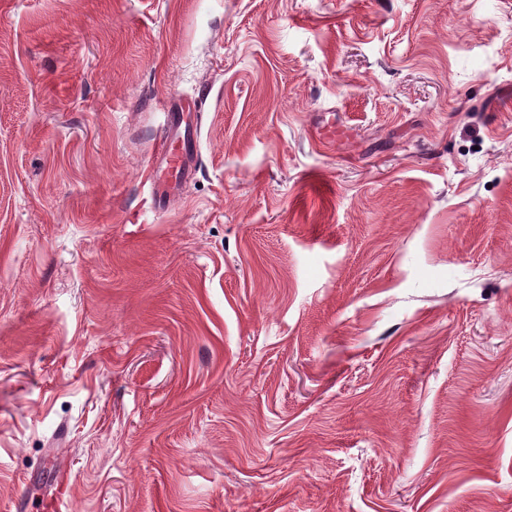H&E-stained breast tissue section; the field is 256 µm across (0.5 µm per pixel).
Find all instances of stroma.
Instances as JSON below:
<instances>
[{
    "label": "stroma",
    "instance_id": "1",
    "mask_svg": "<svg viewBox=\"0 0 512 512\" xmlns=\"http://www.w3.org/2000/svg\"><path fill=\"white\" fill-rule=\"evenodd\" d=\"M62 470L60 512H512V0H0V512ZM163 111L164 123L159 132L161 158L170 168L181 172L182 179H188L192 171L182 160L196 151L197 129H184L182 133L184 108L181 103L168 99Z\"/></svg>",
    "mask_w": 512,
    "mask_h": 512
}]
</instances>
